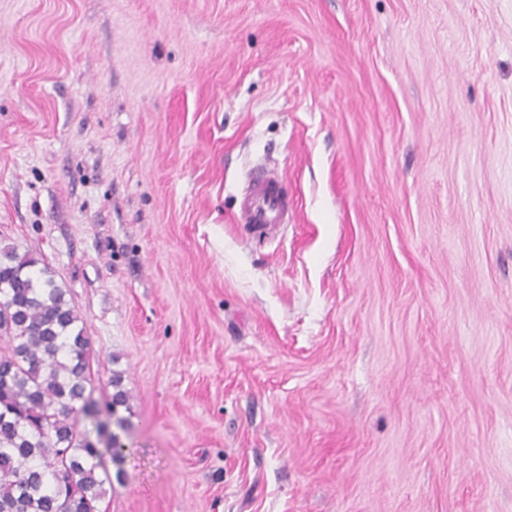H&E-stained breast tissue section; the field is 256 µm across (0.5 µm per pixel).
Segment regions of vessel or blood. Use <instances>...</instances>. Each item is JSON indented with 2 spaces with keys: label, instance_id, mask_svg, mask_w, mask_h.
<instances>
[{
  "label": "vessel or blood",
  "instance_id": "1",
  "mask_svg": "<svg viewBox=\"0 0 512 512\" xmlns=\"http://www.w3.org/2000/svg\"><path fill=\"white\" fill-rule=\"evenodd\" d=\"M239 223L263 229L288 221V197L281 173L257 171L241 199Z\"/></svg>",
  "mask_w": 512,
  "mask_h": 512
}]
</instances>
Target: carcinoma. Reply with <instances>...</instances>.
<instances>
[{
    "label": "carcinoma",
    "instance_id": "1",
    "mask_svg": "<svg viewBox=\"0 0 512 512\" xmlns=\"http://www.w3.org/2000/svg\"><path fill=\"white\" fill-rule=\"evenodd\" d=\"M37 260L0 248V512H99L112 462L124 459L117 434L102 441L90 372L93 344L80 317ZM121 378L106 402L110 413L126 404ZM96 422L97 441L79 429Z\"/></svg>",
    "mask_w": 512,
    "mask_h": 512
}]
</instances>
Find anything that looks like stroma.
I'll return each instance as SVG.
<instances>
[{"label": "stroma", "mask_w": 512, "mask_h": 512, "mask_svg": "<svg viewBox=\"0 0 512 512\" xmlns=\"http://www.w3.org/2000/svg\"><path fill=\"white\" fill-rule=\"evenodd\" d=\"M5 245L122 378L101 512H512V0H0ZM238 221L257 229L288 223V196L281 173L258 170L251 177L241 199Z\"/></svg>", "instance_id": "35a3bbf8"}]
</instances>
